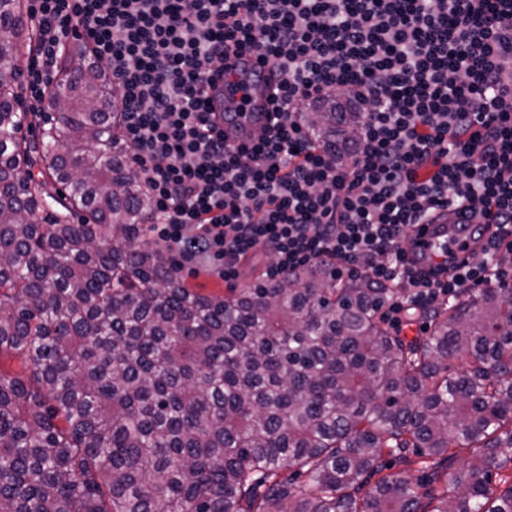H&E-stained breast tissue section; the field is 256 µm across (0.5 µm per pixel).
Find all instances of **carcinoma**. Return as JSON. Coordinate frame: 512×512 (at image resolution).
<instances>
[{
  "label": "carcinoma",
  "mask_w": 512,
  "mask_h": 512,
  "mask_svg": "<svg viewBox=\"0 0 512 512\" xmlns=\"http://www.w3.org/2000/svg\"><path fill=\"white\" fill-rule=\"evenodd\" d=\"M58 74L30 140L0 83V353L31 369L0 372V512H512L511 290L418 307L411 339L384 326L394 289L322 265L201 295L146 240L101 68L70 50ZM363 119L334 96L304 116L331 147Z\"/></svg>",
  "instance_id": "carcinoma-1"
}]
</instances>
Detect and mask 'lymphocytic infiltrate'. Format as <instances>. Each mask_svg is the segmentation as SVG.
<instances>
[{"label": "lymphocytic infiltrate", "mask_w": 512, "mask_h": 512, "mask_svg": "<svg viewBox=\"0 0 512 512\" xmlns=\"http://www.w3.org/2000/svg\"><path fill=\"white\" fill-rule=\"evenodd\" d=\"M28 114L66 39L80 36L119 90L122 140L171 255L237 278L271 252L267 280L354 267L406 283L389 306H428L512 273V0H35ZM245 51L272 68L274 110L251 148L207 108L212 75ZM365 120L347 159L302 119L330 93ZM477 218L470 260L435 275L407 261L409 227L442 207Z\"/></svg>", "instance_id": "obj_1"}]
</instances>
